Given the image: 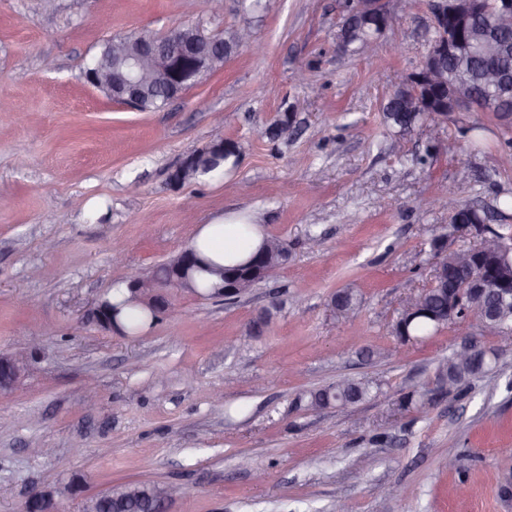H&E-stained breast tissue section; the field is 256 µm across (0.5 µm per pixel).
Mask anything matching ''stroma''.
I'll list each match as a JSON object with an SVG mask.
<instances>
[{"instance_id":"stroma-1","label":"stroma","mask_w":512,"mask_h":512,"mask_svg":"<svg viewBox=\"0 0 512 512\" xmlns=\"http://www.w3.org/2000/svg\"><path fill=\"white\" fill-rule=\"evenodd\" d=\"M344 0H0V353L23 345L32 369L0 394V512L37 489L61 512L125 481L187 488L166 512H512V348L462 324L399 343L391 327L429 280L430 238L453 233L448 208H419L441 188L479 207L512 192V148L488 112H452L450 151L415 164L429 130L398 139L380 104L420 66L428 0L395 19L393 52L336 48ZM246 27L267 51H241L158 112H138L87 84L84 66L112 36L188 20ZM310 66L298 83V66ZM294 115L288 140L264 129ZM488 129L471 151L465 124ZM236 141L237 168L173 186L169 175L214 137ZM256 219L287 261L227 300L172 290L138 336L103 329L99 299L130 271L147 275L190 246L201 225ZM122 244L123 262L112 259ZM361 297L353 323L331 298ZM268 325H258L263 312ZM472 341L496 370L448 391L439 362ZM94 379L98 402L83 400ZM365 379L377 397L308 408L310 391ZM427 394L425 406H403ZM51 447L52 455H35ZM406 487L387 495L388 485Z\"/></svg>"}]
</instances>
